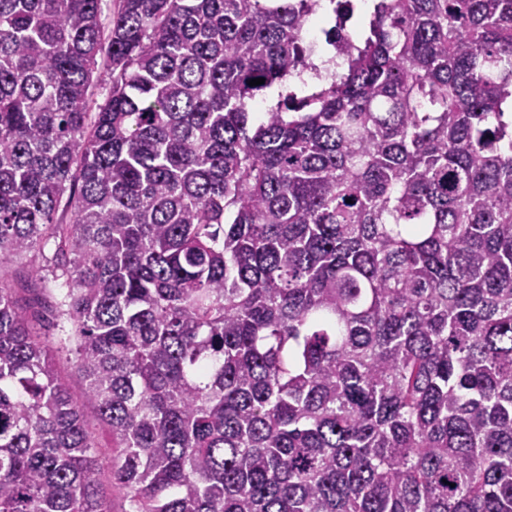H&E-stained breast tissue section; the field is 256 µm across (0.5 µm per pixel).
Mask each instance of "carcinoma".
Segmentation results:
<instances>
[{"instance_id":"cac0c4a2","label":"carcinoma","mask_w":512,"mask_h":512,"mask_svg":"<svg viewBox=\"0 0 512 512\" xmlns=\"http://www.w3.org/2000/svg\"><path fill=\"white\" fill-rule=\"evenodd\" d=\"M101 2L0 0V258L65 284L53 346L0 265V512H110L62 350L125 512H512V0ZM288 91H295L299 95L303 93L299 82H297L295 78L290 79L285 86L280 87L274 85L257 95L255 100L252 102V112H255L253 108L255 102H261L264 111H267L271 106H274L279 99H281L282 95L288 93ZM56 363L58 371L65 377L69 384L70 393L74 401L77 402L81 408L83 421L87 429L95 437L99 450V458L104 464L111 453L112 434L101 422L94 404L87 399L84 382L74 366L73 356L68 355L66 352L59 353L56 356Z\"/></svg>"}]
</instances>
